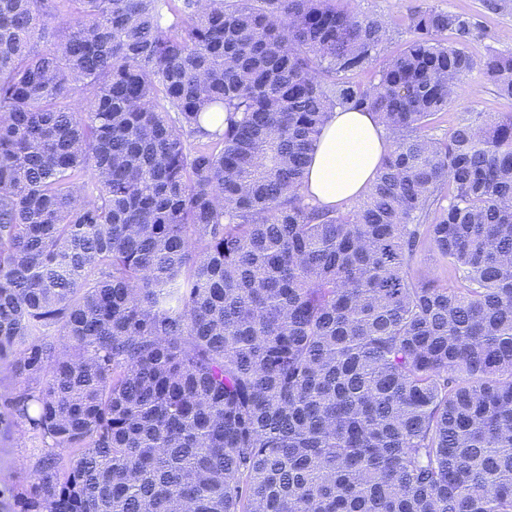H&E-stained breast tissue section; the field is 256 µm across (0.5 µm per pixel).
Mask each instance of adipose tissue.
Here are the masks:
<instances>
[{
    "mask_svg": "<svg viewBox=\"0 0 512 512\" xmlns=\"http://www.w3.org/2000/svg\"><path fill=\"white\" fill-rule=\"evenodd\" d=\"M390 141V132L373 113L331 112L306 170L305 193L327 208L363 197L379 172Z\"/></svg>",
    "mask_w": 512,
    "mask_h": 512,
    "instance_id": "1",
    "label": "adipose tissue"
}]
</instances>
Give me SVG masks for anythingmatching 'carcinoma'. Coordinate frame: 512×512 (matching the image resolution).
Instances as JSON below:
<instances>
[{"mask_svg": "<svg viewBox=\"0 0 512 512\" xmlns=\"http://www.w3.org/2000/svg\"><path fill=\"white\" fill-rule=\"evenodd\" d=\"M341 2L0 0V512H512V112L433 134L512 54L428 10L351 82L395 19ZM335 109L395 137L329 210ZM412 35L407 31L406 25L392 26L388 40L382 45L372 64V70L380 69L388 59L405 47ZM46 446L47 443L28 430L20 427L4 430L0 426V482L28 481Z\"/></svg>", "mask_w": 512, "mask_h": 512, "instance_id": "obj_1", "label": "carcinoma"}]
</instances>
